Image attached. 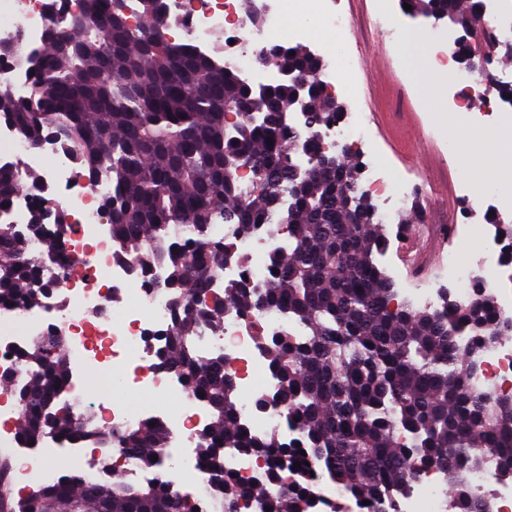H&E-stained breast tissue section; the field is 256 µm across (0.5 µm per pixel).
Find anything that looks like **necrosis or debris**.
<instances>
[{
    "label": "necrosis or debris",
    "instance_id": "obj_1",
    "mask_svg": "<svg viewBox=\"0 0 512 512\" xmlns=\"http://www.w3.org/2000/svg\"><path fill=\"white\" fill-rule=\"evenodd\" d=\"M178 24L169 37L189 36L196 44H206L210 34L223 30L227 43L224 64L256 84H271L278 77L275 67L253 68L260 50L277 45L284 22V0H269L263 24L247 19L241 0H173ZM52 23L46 0H0V34L18 39L25 53L41 50ZM440 66H455L459 84L450 107L466 111L485 79L478 72L457 68L454 53L447 49L451 32L430 31L425 36ZM322 139L330 146L363 149L369 142L368 121L363 112L346 111L342 119ZM0 165L21 170L40 167L37 181L26 183L0 218L10 224L29 223L33 210L44 201L64 209L68 230L62 238L63 266L46 270L48 278L64 275L65 294L50 293L41 305L32 307L0 305V377L22 386L30 367L21 354L47 337L60 339L62 353L70 368L63 392L68 405L81 408L87 394L81 373H96L125 384L140 385L161 397L180 399L172 410H141L123 403L101 402L97 410L103 424L115 427L157 425L166 430L169 447L178 454L166 467L169 483L178 494L198 503L201 512H224V496L210 485L197 456L187 449L209 423L206 402L188 392L178 375L157 365V346L151 338L166 332L172 320L171 297L158 288L164 269L149 274L137 272L130 263L117 260L118 243L103 222L104 198L111 187L106 178L89 183L78 161L58 143L31 147L23 135L7 122H0ZM215 237L232 247L234 260L219 268L211 284L216 293L225 286L250 276L258 285L268 275V255L281 247V234L269 227L258 228L249 238L236 237L232 225L216 224ZM297 326L281 314L257 312L243 317L230 312L224 316V332L202 338L203 355H223L236 383L250 390L252 399L241 402L239 414L246 428L255 435L278 431L282 440L293 441L296 428L288 426L282 407L267 403L257 406L258 397L274 394L277 381L264 366L265 356L257 347L260 335L296 331ZM476 379L480 386L494 390L512 389V341L504 340L486 350ZM64 439L48 436L26 446L16 436L15 404L10 392L0 393V445L15 448L18 465L11 481L28 495L57 483L62 472L50 460ZM399 512H448L445 484L437 475L416 483L412 493L399 506Z\"/></svg>",
    "mask_w": 512,
    "mask_h": 512
}]
</instances>
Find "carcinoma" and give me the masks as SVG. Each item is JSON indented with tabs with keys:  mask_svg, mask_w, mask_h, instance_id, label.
Instances as JSON below:
<instances>
[{
	"mask_svg": "<svg viewBox=\"0 0 512 512\" xmlns=\"http://www.w3.org/2000/svg\"><path fill=\"white\" fill-rule=\"evenodd\" d=\"M405 2L412 16L446 19L462 32L475 27L484 7L483 0ZM47 8L59 20L27 62L31 94L19 97L0 82V120L33 145L62 143L90 178L104 174L112 187L104 199L112 208V238L134 267L165 269L174 317L159 337L160 368L176 370L211 410L197 452L211 485L224 492V512H242L253 501L261 512H308L322 478L379 512H395L412 477L433 468L447 479L462 476L488 456L502 478L512 479V401L471 384L473 363L500 340L502 315L488 280L476 277L466 303L446 292L436 307L398 299L375 260L389 240L362 185L361 154L333 153L314 134L297 142L288 124L296 85L245 84L191 38L148 39L147 30L166 18V0H138L136 27L124 21L117 0H84L78 16L69 12L68 0H48ZM78 23L80 42L62 47ZM482 53L469 40L455 51L465 68ZM257 59L307 85L312 131L343 117L344 106L320 79L317 56L288 46ZM227 106L238 113L234 124L225 121ZM297 150L314 164L294 165ZM242 158L256 176L249 190L239 181ZM29 178L0 166V210ZM42 219L41 209L34 210L26 234L0 224V304L33 306L52 291L43 270L60 257L64 223L59 218L50 228ZM219 221L243 237L262 225L287 231L288 245L268 257L265 285L242 280L222 296L210 293L227 253L212 237ZM172 224L185 225L188 236H172ZM34 236L44 243L38 255L30 248ZM253 309L278 311L305 331L259 338L279 381L277 401L301 433L295 445L276 432L250 434L231 400L234 382L224 357H200L198 341L224 331L225 312ZM460 336L468 337L464 348L456 346ZM23 357L31 375L14 393L24 441L90 431L99 447L124 449L155 479L86 486L65 473L39 495L19 497V512H194L197 503L162 479L163 428L111 429L90 406L76 414L56 406L68 366L54 339ZM230 448L263 458L266 483L248 484L227 472ZM296 462L299 478L290 483L284 474ZM451 490L454 512H485L487 495L469 482Z\"/></svg>",
	"mask_w": 512,
	"mask_h": 512,
	"instance_id": "1",
	"label": "carcinoma"
}]
</instances>
